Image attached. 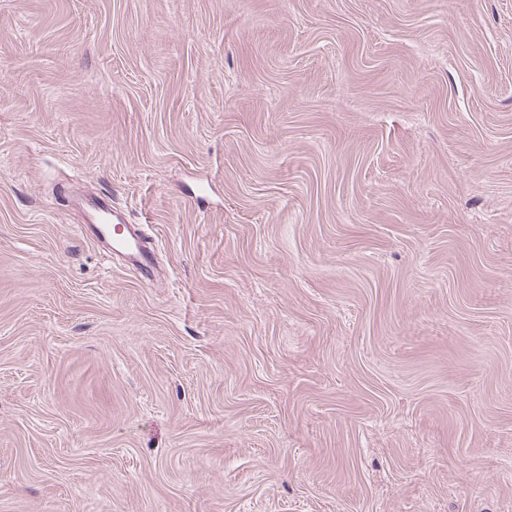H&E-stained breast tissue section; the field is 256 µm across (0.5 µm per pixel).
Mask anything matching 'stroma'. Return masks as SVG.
Instances as JSON below:
<instances>
[{"label":"stroma","mask_w":512,"mask_h":512,"mask_svg":"<svg viewBox=\"0 0 512 512\" xmlns=\"http://www.w3.org/2000/svg\"><path fill=\"white\" fill-rule=\"evenodd\" d=\"M0 512H512V0H0ZM90 221L95 223L98 237L105 240L108 250L114 254H124L130 257L132 263L137 267L139 273L144 277L150 273L152 265L151 257L136 238L132 235L127 237H112V224H125L124 217L116 207L94 204L89 209Z\"/></svg>","instance_id":"35a3bbf8"}]
</instances>
